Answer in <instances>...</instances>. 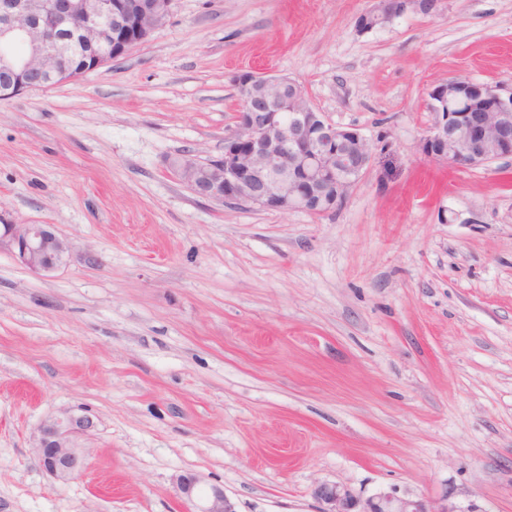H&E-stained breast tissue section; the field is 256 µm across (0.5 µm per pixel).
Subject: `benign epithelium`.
<instances>
[{"instance_id": "benign-epithelium-1", "label": "benign epithelium", "mask_w": 512, "mask_h": 512, "mask_svg": "<svg viewBox=\"0 0 512 512\" xmlns=\"http://www.w3.org/2000/svg\"><path fill=\"white\" fill-rule=\"evenodd\" d=\"M172 2L0 0V98L75 82L111 64L168 22ZM440 2L381 0L359 16L357 26L369 31L408 11L434 15ZM233 82L241 111L222 153L186 155L173 164L177 175L195 195L220 205L333 214L370 163L365 139L330 122L291 79L246 70ZM428 97L433 123L423 150L430 158L459 169L512 158V85L459 78L433 86ZM0 251L47 273L67 263L72 245L48 224H1ZM95 426L86 412L41 422L33 444L43 470L61 482L79 477L85 460L78 439ZM176 488L194 512H237L221 487L200 495L193 474L178 476ZM314 496L322 512H458L390 492L362 500L338 484H319Z\"/></svg>"}]
</instances>
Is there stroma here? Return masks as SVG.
<instances>
[{
	"mask_svg": "<svg viewBox=\"0 0 512 512\" xmlns=\"http://www.w3.org/2000/svg\"><path fill=\"white\" fill-rule=\"evenodd\" d=\"M377 0H173L80 81L0 99V512H320L315 484L512 512V159L427 157L435 84H512V0H443L363 32ZM285 76L370 167L332 215L219 205L171 167L222 152L243 70ZM86 411L60 482L32 436ZM0 251L32 272L47 273L67 263L72 245L48 224H1ZM198 483V478L190 473L179 475L176 479L179 497L196 509L189 512H237L235 504L227 497L223 488L214 486L201 496ZM197 500H201V503L198 504Z\"/></svg>",
	"mask_w": 512,
	"mask_h": 512,
	"instance_id": "1",
	"label": "stroma"
}]
</instances>
